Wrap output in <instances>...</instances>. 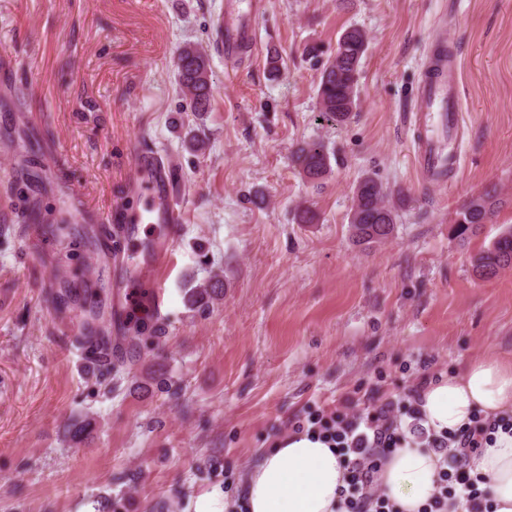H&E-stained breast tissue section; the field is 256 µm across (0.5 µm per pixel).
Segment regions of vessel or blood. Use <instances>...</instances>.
<instances>
[{"label": "vessel or blood", "mask_w": 512, "mask_h": 512, "mask_svg": "<svg viewBox=\"0 0 512 512\" xmlns=\"http://www.w3.org/2000/svg\"><path fill=\"white\" fill-rule=\"evenodd\" d=\"M252 35L248 13L229 11L220 34L225 58L237 57L242 45L249 43ZM457 85V62L452 56L427 64L420 79L410 125L414 131L415 164L421 175L430 181L440 180L458 163L456 137L460 102ZM138 169L148 201L143 212L125 215L124 221L128 224L160 223L166 227L150 261L155 278L144 285L148 302L156 306L162 295L158 277L171 262L182 217L176 201L170 196L167 167L156 156L144 155L138 161Z\"/></svg>", "instance_id": "obj_1"}]
</instances>
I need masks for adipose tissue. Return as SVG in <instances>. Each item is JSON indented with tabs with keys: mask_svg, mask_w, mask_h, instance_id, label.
Here are the masks:
<instances>
[{
	"mask_svg": "<svg viewBox=\"0 0 512 512\" xmlns=\"http://www.w3.org/2000/svg\"><path fill=\"white\" fill-rule=\"evenodd\" d=\"M419 408L432 432H453L474 417L512 413V362L494 355L470 362L426 386ZM344 458L306 434L284 436L266 449L245 480L247 512H340ZM485 476L494 512H512V436L496 441L470 460ZM440 462L428 448H400L384 462L382 491L400 512H420L437 486Z\"/></svg>",
	"mask_w": 512,
	"mask_h": 512,
	"instance_id": "1",
	"label": "adipose tissue"
}]
</instances>
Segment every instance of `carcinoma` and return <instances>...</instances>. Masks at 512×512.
Wrapping results in <instances>:
<instances>
[{
  "instance_id": "1",
  "label": "carcinoma",
  "mask_w": 512,
  "mask_h": 512,
  "mask_svg": "<svg viewBox=\"0 0 512 512\" xmlns=\"http://www.w3.org/2000/svg\"><path fill=\"white\" fill-rule=\"evenodd\" d=\"M367 49V35L358 27L345 29L337 43L336 54L323 67L319 84L321 112L338 124L343 123L358 99L361 60ZM176 81L191 111L206 112L211 106L212 84L209 56L197 46H186L175 61ZM292 161L299 172L313 183L321 182L330 171V154L321 141L306 142L296 148ZM383 182L375 175L364 176L354 190L350 213L353 237L370 243L389 238L397 224L394 208L386 201ZM497 196L487 192L471 198L456 221L458 236L476 233L488 221L497 205ZM477 276L489 278L512 267V228L500 233L490 246L472 258ZM223 288L220 274L188 292L191 305L218 296Z\"/></svg>"
}]
</instances>
